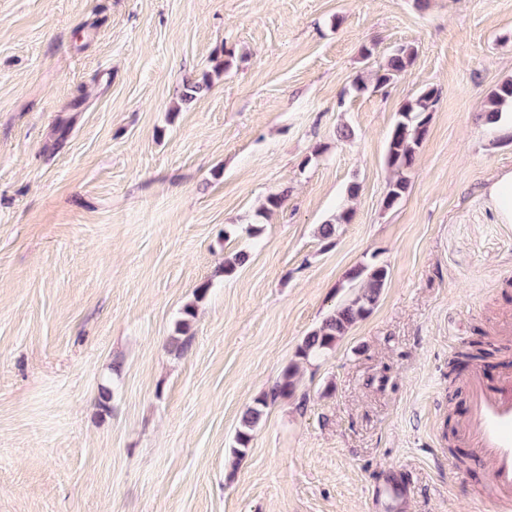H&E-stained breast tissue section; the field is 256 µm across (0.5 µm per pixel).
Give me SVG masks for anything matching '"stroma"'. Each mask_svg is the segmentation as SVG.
<instances>
[{
	"mask_svg": "<svg viewBox=\"0 0 512 512\" xmlns=\"http://www.w3.org/2000/svg\"><path fill=\"white\" fill-rule=\"evenodd\" d=\"M399 44L409 72L355 91ZM510 77L512 0H0V512H488L448 371L478 329L488 378L512 361V224L486 192L512 140L479 118ZM425 85L387 210L388 135ZM372 263L371 314L298 361ZM294 361L296 393L235 457ZM438 101L437 89L422 87L398 112L386 147L385 162L393 177L387 184L383 199L385 209L394 207L409 188L406 174L415 165L418 149L425 139ZM296 376L297 366L294 363L288 364L270 390L254 399L252 406L244 413L240 428L236 433L237 446L233 448L235 455H245L251 441V432L259 424L269 405L279 398L288 397L295 393L297 387Z\"/></svg>",
	"mask_w": 512,
	"mask_h": 512,
	"instance_id": "1",
	"label": "stroma"
}]
</instances>
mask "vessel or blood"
<instances>
[{"mask_svg": "<svg viewBox=\"0 0 512 512\" xmlns=\"http://www.w3.org/2000/svg\"><path fill=\"white\" fill-rule=\"evenodd\" d=\"M466 383L469 412L460 444L491 466L485 499L493 512H512V373L490 384L474 367Z\"/></svg>", "mask_w": 512, "mask_h": 512, "instance_id": "vessel-or-blood-1", "label": "vessel or blood"}]
</instances>
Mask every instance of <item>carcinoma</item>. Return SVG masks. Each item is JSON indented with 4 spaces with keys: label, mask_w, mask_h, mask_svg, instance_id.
<instances>
[{
    "label": "carcinoma",
    "mask_w": 512,
    "mask_h": 512,
    "mask_svg": "<svg viewBox=\"0 0 512 512\" xmlns=\"http://www.w3.org/2000/svg\"><path fill=\"white\" fill-rule=\"evenodd\" d=\"M416 54L417 49L414 46L399 45L388 54L384 63L375 69L372 80L377 85H384L404 75L413 65ZM208 87L209 79L206 76L200 81L188 82L184 85L182 100L191 101ZM438 101L437 89L422 87L398 112L387 140L385 155L386 165L393 173L383 199V206L386 209L394 207L409 188L407 172L415 165L418 149L425 139L432 112L435 111ZM510 104L512 79H507L488 94L484 108L485 121L489 123L498 119L503 108ZM350 219V210L339 212L319 225L318 236L326 243H331L336 235V225L346 224ZM388 277L389 271L384 265L367 264L354 268L349 275L351 295L330 311L321 324L303 338L298 347V356L304 360L317 359L332 350L352 325L372 312L387 284ZM194 319L195 306L188 304L183 310V319L177 326L178 335L172 338V343L177 348L182 349L187 345V341L181 339V336L188 333ZM296 376L297 366L293 363L288 364L270 390L254 399L252 406L244 413L236 433L234 454L245 455L251 441V432L259 424L269 405L279 398L295 393Z\"/></svg>",
    "instance_id": "obj_1"
}]
</instances>
